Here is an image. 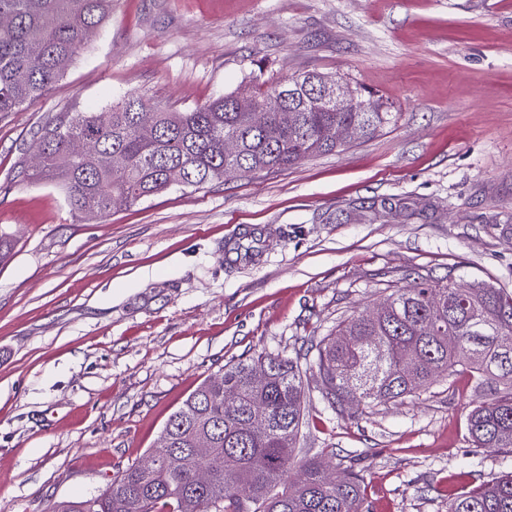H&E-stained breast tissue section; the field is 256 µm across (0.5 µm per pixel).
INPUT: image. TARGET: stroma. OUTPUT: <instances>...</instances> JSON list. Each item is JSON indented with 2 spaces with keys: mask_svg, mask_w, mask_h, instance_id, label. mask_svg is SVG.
<instances>
[{
  "mask_svg": "<svg viewBox=\"0 0 512 512\" xmlns=\"http://www.w3.org/2000/svg\"><path fill=\"white\" fill-rule=\"evenodd\" d=\"M316 71L394 125L283 170L172 186L104 218L17 165L48 115L129 91L185 112L241 82ZM0 512H51L145 463L205 379L314 358L350 315L420 276L512 291V0H113L43 96L0 113ZM298 457L351 468L363 512H448L512 471L472 447L468 373L334 411L303 375Z\"/></svg>",
  "mask_w": 512,
  "mask_h": 512,
  "instance_id": "obj_1",
  "label": "stroma"
}]
</instances>
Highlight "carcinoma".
<instances>
[{
    "mask_svg": "<svg viewBox=\"0 0 512 512\" xmlns=\"http://www.w3.org/2000/svg\"><path fill=\"white\" fill-rule=\"evenodd\" d=\"M112 12V0H0V113L16 112L57 82ZM317 84L308 74L247 87L257 101L289 91V111L262 123L233 106L228 93L187 112L148 105L134 91L101 121L92 112L47 117L34 135L39 160L21 161L18 176L57 184L71 210L102 218L169 187L167 171L181 167L186 187L225 181L253 171L282 169L340 148L327 131L352 124L369 138L395 121V113L314 112ZM153 110L149 138L137 128L139 110ZM239 143L224 155V138ZM90 139L96 150L82 153ZM512 292L487 282L459 287L453 278L423 279L388 295L372 315L354 314L316 344L313 366L328 407L341 409L414 397L460 371L487 393L469 411L475 448L512 454ZM266 373L263 382L253 372ZM299 358L261 352L224 366L204 380L168 418L151 465L127 467L95 496L59 502L53 512H362L358 472L334 477L314 459L295 461L305 424L306 393ZM237 392L224 405V391ZM205 468L210 481L194 473ZM292 482H285L290 471ZM448 512H512V473L448 494Z\"/></svg>",
    "mask_w": 512,
    "mask_h": 512,
    "instance_id": "obj_1",
    "label": "carcinoma"
}]
</instances>
